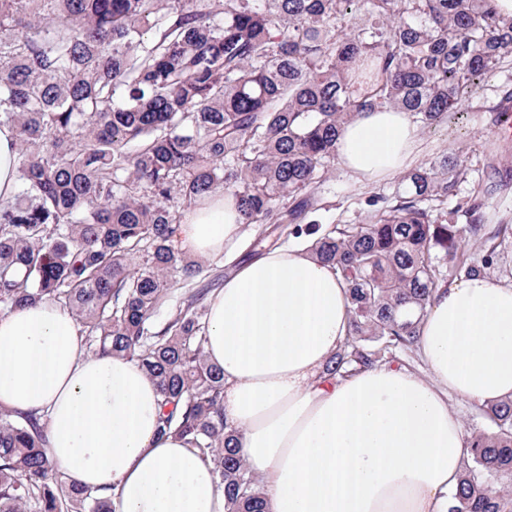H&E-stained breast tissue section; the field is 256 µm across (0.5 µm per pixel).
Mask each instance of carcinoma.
<instances>
[{"mask_svg":"<svg viewBox=\"0 0 512 512\" xmlns=\"http://www.w3.org/2000/svg\"><path fill=\"white\" fill-rule=\"evenodd\" d=\"M511 47L495 0H0V127L16 132L19 169L0 201V316L43 301L70 311L92 353L157 381L158 435L210 456L225 512H269L224 422V371L204 355V289L151 322L173 275L203 272L173 247L177 226L224 191L245 223L306 237L351 303L326 375L397 361L443 264L490 272L512 228L484 224L480 200L465 224L432 216L464 174L446 155L361 224L301 223L317 211L311 190L355 114L446 122ZM469 240L475 257L461 255ZM480 411L448 512H512V398ZM45 442L36 416L0 409V512H113Z\"/></svg>","mask_w":512,"mask_h":512,"instance_id":"obj_1","label":"carcinoma"}]
</instances>
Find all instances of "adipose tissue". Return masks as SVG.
Listing matches in <instances>:
<instances>
[{
    "mask_svg": "<svg viewBox=\"0 0 512 512\" xmlns=\"http://www.w3.org/2000/svg\"><path fill=\"white\" fill-rule=\"evenodd\" d=\"M418 150L411 115L378 110L343 126L336 154L369 185ZM17 184L16 133L2 126L0 200ZM247 233L232 196L218 193L180 224L178 248L229 258ZM206 306L204 351L224 371V416L271 512H448L465 445L451 398L512 397V283L494 276L437 288L418 326V371L325 375L349 331L348 290L303 245L238 264ZM160 402L135 361L86 353L58 304L0 316V407L40 418L68 481L110 493L113 512H225L211 461L158 436Z\"/></svg>",
    "mask_w": 512,
    "mask_h": 512,
    "instance_id": "ef3b65f1",
    "label": "adipose tissue"
}]
</instances>
